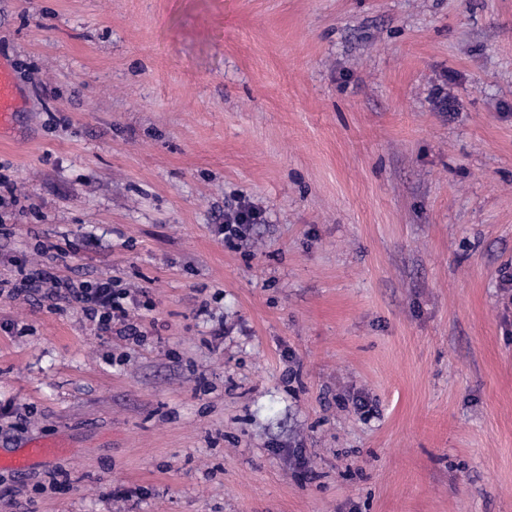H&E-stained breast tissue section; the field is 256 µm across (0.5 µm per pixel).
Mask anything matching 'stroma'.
I'll use <instances>...</instances> for the list:
<instances>
[{"instance_id": "obj_1", "label": "stroma", "mask_w": 512, "mask_h": 512, "mask_svg": "<svg viewBox=\"0 0 512 512\" xmlns=\"http://www.w3.org/2000/svg\"><path fill=\"white\" fill-rule=\"evenodd\" d=\"M0 512H512V0H0ZM261 213L224 235L239 203ZM23 105L14 69L7 60L0 58V133L13 128ZM24 267L19 269L22 276L19 285L0 279L1 298L13 299L23 294L31 302H50L48 308L57 312L79 307L102 334H115L125 339L139 335V328L130 319V310L136 308L134 299L129 298L128 291L116 288L111 276L77 286L70 279L52 276L44 269Z\"/></svg>"}]
</instances>
